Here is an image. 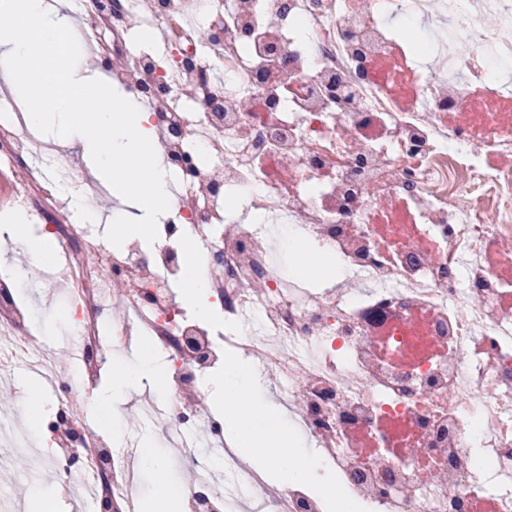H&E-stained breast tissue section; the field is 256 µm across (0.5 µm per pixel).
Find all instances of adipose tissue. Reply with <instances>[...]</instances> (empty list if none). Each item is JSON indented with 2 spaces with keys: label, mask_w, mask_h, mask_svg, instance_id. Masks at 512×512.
<instances>
[{
  "label": "adipose tissue",
  "mask_w": 512,
  "mask_h": 512,
  "mask_svg": "<svg viewBox=\"0 0 512 512\" xmlns=\"http://www.w3.org/2000/svg\"><path fill=\"white\" fill-rule=\"evenodd\" d=\"M88 0H58L47 9L45 0H10L9 9L19 24L0 30V50L12 62L11 90L31 103L28 120L41 127L58 115L68 116L65 132L76 133L93 162L95 177L117 198L133 201L137 212L116 211L115 240L127 237L151 245L155 225L163 223L172 208V189L165 169L155 159L150 137V116L130 93H117L108 80L71 62L66 34L75 15L84 13ZM183 300L203 320L214 308L206 298L200 252L195 241L184 248ZM162 357L153 347H141L135 363L119 364L98 393L109 405L136 390L141 381L162 380ZM261 383L248 363L230 360L223 373L211 376L208 387L214 406L224 417L227 431L242 448L255 449L253 466L275 484H304L321 492L334 488L335 478L316 453L297 447L282 414L270 413L265 422L236 412L233 400Z\"/></svg>",
  "instance_id": "adipose-tissue-1"
}]
</instances>
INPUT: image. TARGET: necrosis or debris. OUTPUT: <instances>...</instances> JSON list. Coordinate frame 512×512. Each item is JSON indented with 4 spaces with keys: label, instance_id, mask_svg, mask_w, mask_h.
<instances>
[{
    "label": "necrosis or debris",
    "instance_id": "1",
    "mask_svg": "<svg viewBox=\"0 0 512 512\" xmlns=\"http://www.w3.org/2000/svg\"><path fill=\"white\" fill-rule=\"evenodd\" d=\"M156 30L171 64L140 50ZM110 32L101 66L151 111L174 206L151 256L107 250L71 213L76 181L56 143L0 97V193L54 217L71 266L62 367L29 330L15 269L0 267V367L58 381L53 470L70 492L137 512V440L89 429L87 393L143 337L175 365L166 407L138 414L203 452L189 512H329L274 491L185 403L228 350L251 357L364 512H512V0H93ZM202 247L215 326L177 311L184 243ZM341 264L331 286L281 267L285 239Z\"/></svg>",
    "mask_w": 512,
    "mask_h": 512
}]
</instances>
